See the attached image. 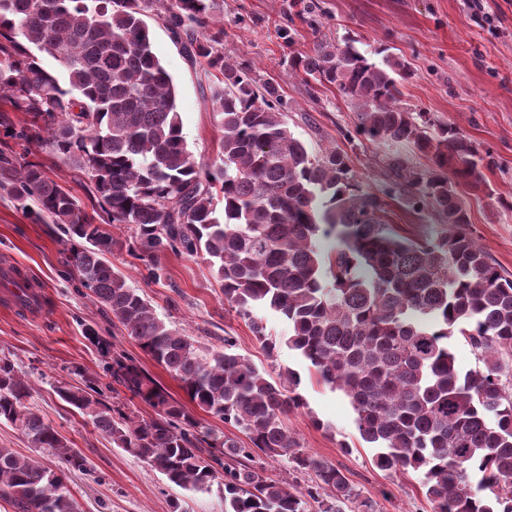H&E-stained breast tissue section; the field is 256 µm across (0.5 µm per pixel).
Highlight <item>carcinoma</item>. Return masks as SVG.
<instances>
[{
	"label": "carcinoma",
	"instance_id": "carcinoma-1",
	"mask_svg": "<svg viewBox=\"0 0 512 512\" xmlns=\"http://www.w3.org/2000/svg\"><path fill=\"white\" fill-rule=\"evenodd\" d=\"M154 0H0V99L32 117L16 127L0 110L3 136L41 140L91 180L90 202L108 224H130L125 239L88 219L43 166L3 144L0 191L34 224L68 236L66 263L140 349L181 384L189 401L245 434L244 448L190 414L131 360H113L112 378L155 416L111 414L81 388L60 398L119 448L177 487L222 486L224 512H344L356 494L334 464L306 451L284 417L304 405L299 372L273 375L237 350L200 349L169 327L106 255L123 249L161 280L164 252L202 257L224 302L250 322L269 358L280 341L254 314L288 325L285 344L317 382L349 400L373 465L391 476L412 471L431 512H512V278L463 231L468 211L457 180L479 186L494 161L456 126L418 122L402 104L413 71L399 56L370 60L356 40L316 42L292 67L334 86L358 115L356 133L379 145L412 144L434 158L426 175L392 159L401 196L429 210L440 230L424 242L381 223L345 153L314 152L289 129L288 102L224 57V27L213 0H166L161 19L187 59L221 74L209 85L221 115L218 160L187 149L176 87L153 53L145 13ZM210 33L199 36V29ZM58 61L60 79L42 57ZM338 248L323 255L320 238ZM462 337L478 365L460 370L450 340ZM27 381L0 359V421L64 468L0 448V499L14 512H77L66 471L85 459L28 408ZM288 457L312 470L304 491L263 478L260 460Z\"/></svg>",
	"mask_w": 512,
	"mask_h": 512
}]
</instances>
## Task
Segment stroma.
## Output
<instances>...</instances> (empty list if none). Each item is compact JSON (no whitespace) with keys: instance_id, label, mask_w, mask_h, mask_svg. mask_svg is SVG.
<instances>
[{"instance_id":"35a3bbf8","label":"stroma","mask_w":512,"mask_h":512,"mask_svg":"<svg viewBox=\"0 0 512 512\" xmlns=\"http://www.w3.org/2000/svg\"><path fill=\"white\" fill-rule=\"evenodd\" d=\"M215 0L214 20L224 24V54L251 66L257 83H272L288 102V126L314 151H344L364 188L383 204L381 219L417 241L433 236L430 211H417L393 191L389 167L400 156L415 172L433 166L430 156L412 145H377L355 132L356 112L336 88H309L290 61L311 51L320 39L346 38L375 57L382 49L397 53L415 76L402 102L432 122L459 128L496 164L486 183H459L457 191L470 218L466 230L502 274L512 276V0H484L475 18L469 0ZM147 23L153 50L172 76L182 134L195 158L214 160L221 138L218 114L203 93L215 79L200 63L190 64L156 12ZM18 153L45 163L49 174L80 203H87L91 181L86 172L50 155L38 141L16 144ZM66 237L54 224H35L0 193V358L10 359L30 385L27 406L50 423L86 461L85 471L68 472V489L79 512H224L219 487L196 492L174 486L141 459L117 448L91 421L62 401L61 387L93 386L102 409L150 416V408L106 372L113 355L134 358L178 402L187 397L177 380L145 355L124 328L113 321L89 290L65 265ZM114 268L138 288L158 316L193 337L201 347L223 345L233 337L239 352L269 370L306 365L288 347L267 358L248 320L224 304L221 284L203 258L161 254L166 276L147 280L144 263L121 251L110 255ZM18 268L37 294L25 308L15 302L17 288L5 270ZM96 339H89L86 328ZM306 405L288 413V431L312 455L341 469L359 501L372 512H431L416 475L389 476L372 463L373 451L361 441L352 407L334 392L305 377L299 387Z\"/></svg>"}]
</instances>
